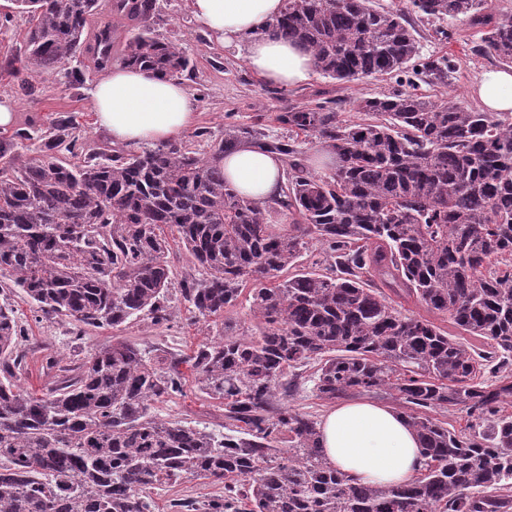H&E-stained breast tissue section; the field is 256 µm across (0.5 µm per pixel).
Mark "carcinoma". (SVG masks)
I'll use <instances>...</instances> for the list:
<instances>
[{"label": "carcinoma", "instance_id": "carcinoma-1", "mask_svg": "<svg viewBox=\"0 0 512 512\" xmlns=\"http://www.w3.org/2000/svg\"><path fill=\"white\" fill-rule=\"evenodd\" d=\"M30 28L11 75L54 74L84 52L96 22L98 69L112 41L124 64L166 77L192 71L180 43L151 29L154 0H11ZM137 20L121 35L104 6ZM466 21L475 55L512 66V18L488 0H284L257 29L310 51L334 80L412 76L448 85L456 62L419 53L416 22ZM290 106L277 120L288 136L224 124L205 128L210 157L184 141L137 151L85 152L71 119L53 122L38 155L0 140V288H19L37 322L68 323L75 339L151 315L170 318L172 284L164 229L202 271L179 282L196 314L222 316L242 284L252 291L249 336L231 331L192 357L198 388L236 427L218 436L158 416L151 402L183 392L180 360L145 357L118 342L66 368L40 398L21 391L24 328L0 304V512H153L149 492L182 478L224 483L205 512H505L512 507V112H483L396 89L357 102ZM335 157L313 174L296 138ZM281 156L286 183L269 208L240 198L221 160L243 145ZM84 153L69 164L61 152ZM315 240L323 269L301 259ZM414 297L469 336L399 311L383 289ZM314 368L316 396L396 392L426 457L421 476L397 487L356 483L333 468L310 413L277 404L288 372ZM463 406L450 430L438 409Z\"/></svg>", "mask_w": 512, "mask_h": 512}]
</instances>
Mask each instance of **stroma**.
<instances>
[{
  "label": "stroma",
  "mask_w": 512,
  "mask_h": 512,
  "mask_svg": "<svg viewBox=\"0 0 512 512\" xmlns=\"http://www.w3.org/2000/svg\"><path fill=\"white\" fill-rule=\"evenodd\" d=\"M154 32L158 37L181 43L190 54L194 69L183 82L198 103V127H205L213 136L224 134L226 120L243 125H255L272 135L284 136L287 126L277 120L288 106H303L315 98L341 100V110L346 120L358 118L357 99L376 97L396 88L395 79L367 77L353 82L332 80L315 75L306 85L285 90L266 85L247 67L243 56L210 47L204 33L197 30L189 15L188 0H156ZM454 36L451 40H439L437 23L422 22L417 26L421 56L446 55L455 59L457 70L445 86L422 84L425 94H435L466 106H475L470 88L481 75L498 69V62L489 56L475 57L470 49L477 41L474 28L459 21L448 22ZM28 29L26 16L14 15L12 22L0 27V99L13 102L16 118L12 126L0 127V137L14 134L20 129L44 130L58 116L72 117L75 133L87 148L106 143V135L98 131L89 104L88 92L100 78L89 55L83 54L72 60L71 68L82 70L83 83H73L61 74L38 78L36 97H27L16 79L10 76L8 66L18 61L23 50ZM250 290H243L236 306L227 317H208L191 321L187 307L178 292L170 290L171 320L168 326L155 327L148 315L118 329L109 327L91 331L83 339H73L70 327L64 323L36 322L31 306L24 293L17 288L0 293V300L10 302L18 321L26 325L27 336L22 342L27 352V367L19 384L33 395H41L53 380L52 372L45 367L46 355H54L63 365L81 363L89 353L126 340L137 344L154 355H176L181 358L180 369L186 380L182 394L155 403L154 411L164 418H178L201 428L220 431L224 428V412L198 392L195 372L190 358L200 344L218 339L225 323L236 324L239 331L253 329L255 322L249 311ZM223 485L202 483L185 478L173 487L153 492L154 512H168L171 499L186 498L199 502L222 494Z\"/></svg>",
  "instance_id": "35a3bbf8"
}]
</instances>
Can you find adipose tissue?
<instances>
[{
	"label": "adipose tissue",
	"mask_w": 512,
	"mask_h": 512,
	"mask_svg": "<svg viewBox=\"0 0 512 512\" xmlns=\"http://www.w3.org/2000/svg\"><path fill=\"white\" fill-rule=\"evenodd\" d=\"M284 0H189L194 25L213 45L244 53L249 69L279 87L307 84L311 55L297 44L253 33L280 15ZM472 93L490 112H512V72H485ZM90 105L99 131L127 148L176 140L196 121L197 101L176 80L124 64L93 84ZM224 177L242 197L263 204L280 193L282 161L246 145L225 156ZM321 444L333 467L362 484L412 482L424 465L419 439L402 414L368 401L336 405L322 418Z\"/></svg>",
	"instance_id": "1"
}]
</instances>
